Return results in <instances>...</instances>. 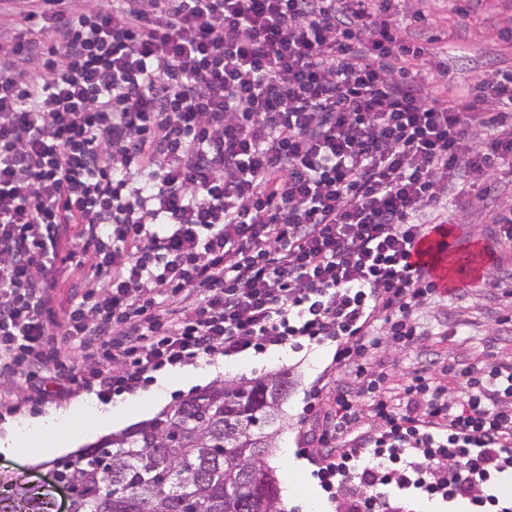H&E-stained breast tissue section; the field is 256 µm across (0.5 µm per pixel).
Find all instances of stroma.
I'll list each match as a JSON object with an SVG mask.
<instances>
[{
  "instance_id": "35a3bbf8",
  "label": "stroma",
  "mask_w": 512,
  "mask_h": 512,
  "mask_svg": "<svg viewBox=\"0 0 512 512\" xmlns=\"http://www.w3.org/2000/svg\"><path fill=\"white\" fill-rule=\"evenodd\" d=\"M405 14L422 12L437 35V55L457 82L481 71L512 70V38L501 32L512 29V0H472L468 12L456 9L454 0H404ZM512 201V185L502 186L497 194L476 204L465 224L452 227L457 251L479 255L487 267L512 279V246L501 244L491 233L490 217L498 204ZM429 334L416 352L405 355L394 348L382 349L379 358L393 365L389 385L402 391L418 363L435 359L448 361L492 352L494 361H512V295L493 288H473L458 300L439 296L418 316ZM335 348L330 344H312L287 357L273 352L244 354L245 371L228 370L213 377V384L236 383L273 373L288 376V395L280 407V421L272 439L267 463L277 480H284L290 461H297L306 472V484L325 502L326 512H336V502L324 486L318 468L303 454L308 440L319 434L321 419L304 415L311 387L323 386V405H331L337 381H349L348 371L335 370L331 364ZM0 391L9 394L12 409L0 406V422L19 416L36 417L54 409L53 404L30 400L23 377H0ZM53 461H38L26 456L0 454V491L14 483H28L49 489L54 507H67L66 494L55 488Z\"/></svg>"
}]
</instances>
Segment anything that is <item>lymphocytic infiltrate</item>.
I'll list each match as a JSON object with an SVG mask.
<instances>
[{
  "mask_svg": "<svg viewBox=\"0 0 512 512\" xmlns=\"http://www.w3.org/2000/svg\"><path fill=\"white\" fill-rule=\"evenodd\" d=\"M0 376L39 401L133 395L166 368L334 343L315 441L350 512L387 488L492 512L512 470V363L414 369L437 294L412 253L512 176V72L457 84L400 0H0ZM80 225L92 275L57 313L49 275ZM75 343L49 349L50 329ZM369 427H362L364 418ZM389 451L402 469L358 460Z\"/></svg>",
  "mask_w": 512,
  "mask_h": 512,
  "instance_id": "lymphocytic-infiltrate-1",
  "label": "lymphocytic infiltrate"
}]
</instances>
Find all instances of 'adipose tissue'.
<instances>
[{
	"instance_id": "obj_1",
	"label": "adipose tissue",
	"mask_w": 512,
	"mask_h": 512,
	"mask_svg": "<svg viewBox=\"0 0 512 512\" xmlns=\"http://www.w3.org/2000/svg\"><path fill=\"white\" fill-rule=\"evenodd\" d=\"M140 404V399L133 398L105 409L86 399L44 416L18 419L0 430V453L53 458L67 452L69 442L75 441L81 430L123 423Z\"/></svg>"
}]
</instances>
